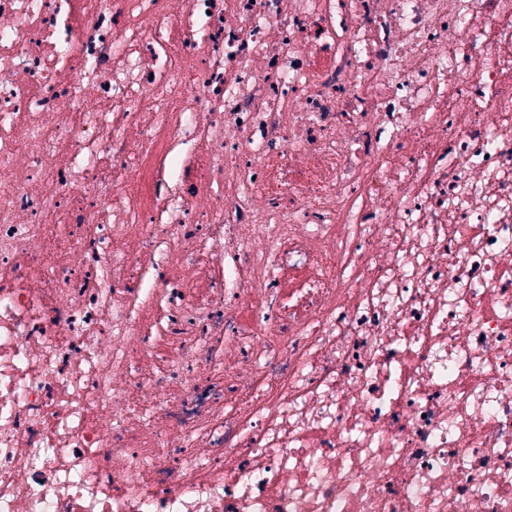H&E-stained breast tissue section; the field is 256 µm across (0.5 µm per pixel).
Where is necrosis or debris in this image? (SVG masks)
Masks as SVG:
<instances>
[{"mask_svg":"<svg viewBox=\"0 0 512 512\" xmlns=\"http://www.w3.org/2000/svg\"><path fill=\"white\" fill-rule=\"evenodd\" d=\"M0 512H512V0H0Z\"/></svg>","mask_w":512,"mask_h":512,"instance_id":"1","label":"necrosis or debris"}]
</instances>
